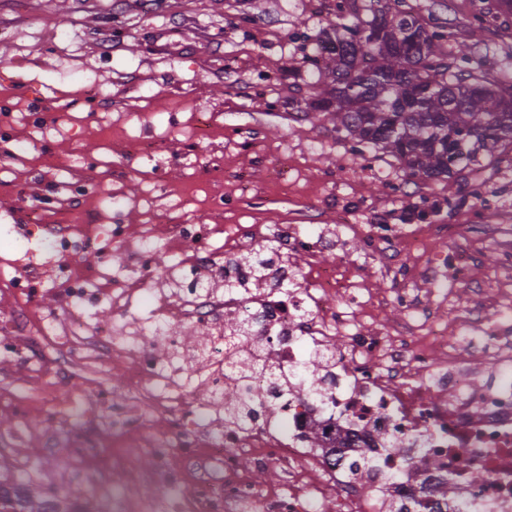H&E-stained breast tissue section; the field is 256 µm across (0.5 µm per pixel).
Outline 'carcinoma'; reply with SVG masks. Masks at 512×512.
<instances>
[{"mask_svg":"<svg viewBox=\"0 0 512 512\" xmlns=\"http://www.w3.org/2000/svg\"><path fill=\"white\" fill-rule=\"evenodd\" d=\"M445 34L405 0H347L322 29L309 57L316 109L358 152L383 150L407 176L451 178L512 150V81L490 80L464 46L442 49ZM245 417L250 400L224 392ZM47 492L11 493L0 483V512H50Z\"/></svg>","mask_w":512,"mask_h":512,"instance_id":"obj_1","label":"carcinoma"}]
</instances>
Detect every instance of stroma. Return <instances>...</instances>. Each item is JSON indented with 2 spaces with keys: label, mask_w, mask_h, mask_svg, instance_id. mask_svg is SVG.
Listing matches in <instances>:
<instances>
[{
  "label": "stroma",
  "mask_w": 512,
  "mask_h": 512,
  "mask_svg": "<svg viewBox=\"0 0 512 512\" xmlns=\"http://www.w3.org/2000/svg\"><path fill=\"white\" fill-rule=\"evenodd\" d=\"M337 0H0V114L14 135L36 138L37 152L0 158V225L24 224L34 201L71 207L66 183L85 167L95 194L81 206L109 214L124 203L131 239L156 223L160 208L183 204L200 213L223 204L220 224H398L405 211L424 224H461L463 237L431 242L428 254L403 248L381 259L354 231L345 249L322 261L345 264L366 288L435 287L441 311L466 312L472 288L483 289L486 312L498 314L507 273L499 255L512 253V154L488 171V197L475 200L454 177L409 181L380 152H356L334 125L310 116L313 80L308 57L320 30L336 18ZM423 22L442 26L444 46L471 47L489 79L512 65V18L496 0H407ZM484 14L473 36L470 21ZM95 83L113 103L95 111L84 88ZM63 97L64 112L53 101ZM210 113L207 141L193 136L196 115ZM158 139L150 162L136 140ZM463 249L466 279L431 278L428 255ZM81 383L66 382L59 400L90 409L99 389L124 393L126 377L103 357ZM103 437L95 419L80 428L47 423L40 407L24 420L0 411V475L36 472V484L85 498L111 489L118 471L74 467V435Z\"/></svg>",
  "instance_id": "obj_1"
}]
</instances>
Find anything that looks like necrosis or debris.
<instances>
[{"label": "necrosis or debris", "instance_id": "necrosis-or-debris-1", "mask_svg": "<svg viewBox=\"0 0 512 512\" xmlns=\"http://www.w3.org/2000/svg\"><path fill=\"white\" fill-rule=\"evenodd\" d=\"M113 207L108 224L90 223L77 208L55 210L38 202L27 227L32 248L0 262V362L27 369L38 399L0 390V409L25 418L40 404L49 420L60 409L55 389L75 366L111 355L127 378L122 399L98 394L91 416L110 442L73 444L79 462L102 469L130 458L149 461L158 484L175 495L182 512H314L336 494V512H391L422 488L448 481L453 496L442 512H512V382L480 385L486 370L512 372V338L503 336L502 316L473 306L465 321L477 365L457 360L448 323L431 311L432 290L402 288L393 296L354 287L345 265L320 263L326 238L301 224H234L223 227L200 216L171 217L150 225L120 274L103 261L124 248L127 226ZM273 240L263 287H255L241 243L255 233ZM96 254L90 271L74 260ZM166 254L175 275L174 297L153 295L156 260ZM307 257L298 267L294 255ZM52 267L55 278L34 288L20 266ZM58 293V309L40 299ZM109 301L112 321L93 320ZM391 302L402 307V323L362 328L371 310ZM183 323L206 337L203 347L172 335ZM347 337L335 348L337 337ZM271 357L272 366L238 388L254 413L237 423L214 424L224 407L226 375L238 368L239 350ZM326 356L315 392L283 386V377ZM204 380L209 400H200ZM409 466H401L399 452ZM369 456V471L355 474L352 460ZM183 464L173 467V457ZM255 468L280 475L258 486L241 457ZM478 472L482 484L470 475Z\"/></svg>", "mask_w": 512, "mask_h": 512}]
</instances>
